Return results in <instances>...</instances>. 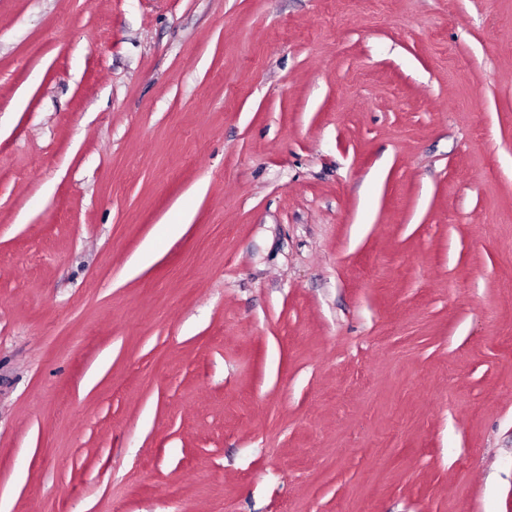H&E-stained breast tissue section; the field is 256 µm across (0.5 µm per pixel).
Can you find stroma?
<instances>
[{
	"label": "stroma",
	"mask_w": 512,
	"mask_h": 512,
	"mask_svg": "<svg viewBox=\"0 0 512 512\" xmlns=\"http://www.w3.org/2000/svg\"><path fill=\"white\" fill-rule=\"evenodd\" d=\"M0 512H512V0H0Z\"/></svg>",
	"instance_id": "obj_1"
}]
</instances>
